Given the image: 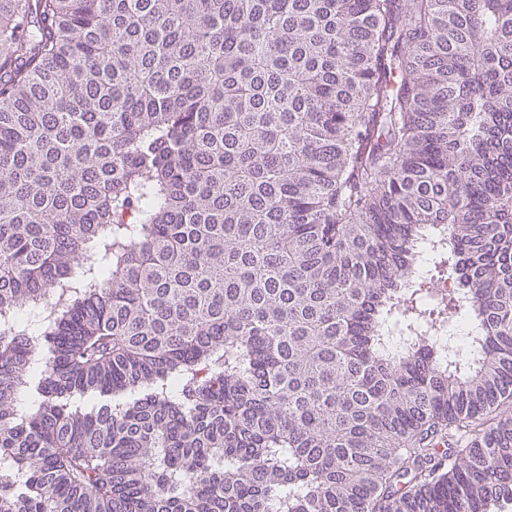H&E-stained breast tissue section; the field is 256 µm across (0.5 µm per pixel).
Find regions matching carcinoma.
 <instances>
[{"mask_svg": "<svg viewBox=\"0 0 512 512\" xmlns=\"http://www.w3.org/2000/svg\"><path fill=\"white\" fill-rule=\"evenodd\" d=\"M0 512H512V0H0Z\"/></svg>", "mask_w": 512, "mask_h": 512, "instance_id": "1", "label": "carcinoma"}]
</instances>
